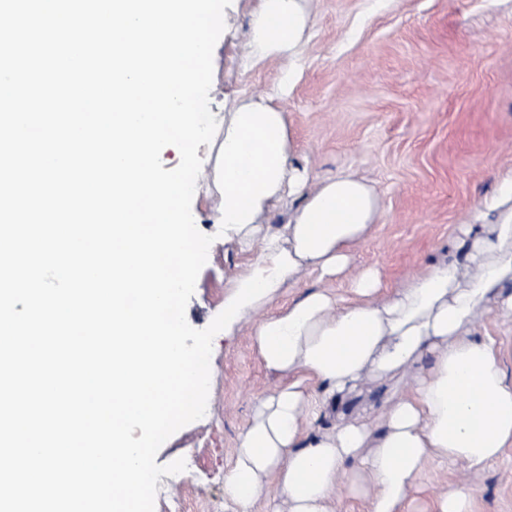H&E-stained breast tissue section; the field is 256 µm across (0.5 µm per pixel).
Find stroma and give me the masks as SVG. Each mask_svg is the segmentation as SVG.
<instances>
[{
  "instance_id": "obj_1",
  "label": "stroma",
  "mask_w": 512,
  "mask_h": 512,
  "mask_svg": "<svg viewBox=\"0 0 512 512\" xmlns=\"http://www.w3.org/2000/svg\"><path fill=\"white\" fill-rule=\"evenodd\" d=\"M257 0H232L213 52L209 108L274 93L291 84L278 106L286 116L293 160L311 182L350 173L373 185L380 218L351 250L349 274L319 281L305 273L285 288L276 307L321 287L353 296L352 277L373 267L387 297L430 264L452 256L456 228L490 224L488 204L502 175L512 172V0H306L310 38L304 66L288 60L245 61L242 47ZM224 200L197 193V229L213 236L208 258L186 308L196 329L224 309V284L254 259L220 238ZM253 323L212 343L205 415L173 434L156 462L185 459V472L159 484L155 512H223L224 476L255 400L278 382L253 345ZM495 339L512 378V315L490 312L474 324ZM392 391L366 375L347 402L349 416L379 418ZM473 491L471 512H512V447L481 470L427 463L407 496L409 512H437L449 487Z\"/></svg>"
}]
</instances>
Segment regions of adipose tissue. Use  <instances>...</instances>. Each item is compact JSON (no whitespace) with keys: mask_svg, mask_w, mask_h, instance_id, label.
Instances as JSON below:
<instances>
[{"mask_svg":"<svg viewBox=\"0 0 512 512\" xmlns=\"http://www.w3.org/2000/svg\"><path fill=\"white\" fill-rule=\"evenodd\" d=\"M303 0H259L246 43L247 57H295L304 40ZM284 112L266 97L233 102L224 113V137L212 171L198 187L224 198V240L257 257L227 284L224 333L255 320L254 346L280 382L258 400L240 434L235 461L224 477L231 512H253L268 481L281 503L269 512H330L341 476L352 491L370 482L368 512H404L408 490L432 459L480 470L512 446V379L496 342L476 336L479 314L512 313V207L494 224H468V244L455 258L411 278L391 297L377 299L380 279L366 269L354 280L357 302L342 307L322 289L311 290L274 314L271 304L307 271L343 275L350 250L379 217L373 187L338 175L306 190L291 163ZM302 197L286 223L270 226L283 196ZM475 267L471 277L462 271ZM434 363L412 394L388 401L380 423L339 419L321 433L305 421L338 408L372 373L401 382L426 356ZM315 379L311 396L306 378Z\"/></svg>","mask_w":512,"mask_h":512,"instance_id":"1","label":"adipose tissue"}]
</instances>
